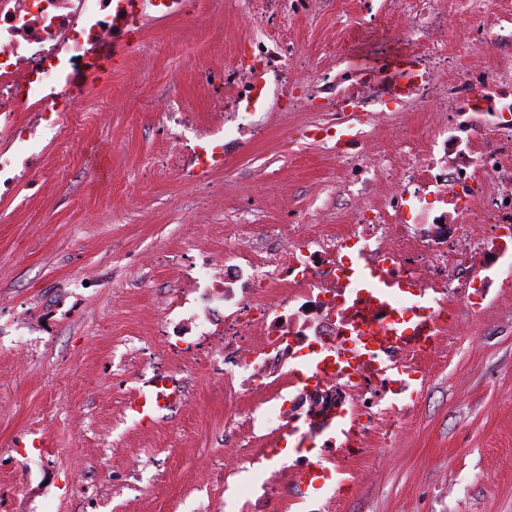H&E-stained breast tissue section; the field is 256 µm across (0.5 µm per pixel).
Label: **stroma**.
Instances as JSON below:
<instances>
[{"mask_svg":"<svg viewBox=\"0 0 512 512\" xmlns=\"http://www.w3.org/2000/svg\"><path fill=\"white\" fill-rule=\"evenodd\" d=\"M343 36L334 0L281 18L265 5L251 17L192 16L147 23L113 67L110 83L80 103L74 142L53 141L40 157L44 191L0 199V323L17 313L45 320L42 344L25 363L0 346V512H237L247 493L256 512H512V288L462 321L443 344L420 392L383 448L355 469L341 497L329 488L296 495L283 477L291 457L234 470L237 450L258 451L246 427L225 423L258 398L238 393L222 356L186 358V404L144 419L129 401L142 390L143 347L170 364L167 343L196 340L190 322L158 307L179 296L185 256L220 260L234 242L263 254L287 245L271 235L290 216L323 228L345 223L340 172L326 152L300 139L318 121L290 111L273 90L257 111L264 135L228 131L222 167L185 183L170 153L163 104L214 124L220 86L199 80L249 53V35H288L301 45L294 68L350 67L349 39L391 49L385 30L366 35L350 16ZM325 187L312 197L310 186ZM92 265L105 278L81 294L60 286ZM166 324L168 337L158 336ZM366 467V468H367ZM281 493L264 498L262 482Z\"/></svg>","mask_w":512,"mask_h":512,"instance_id":"stroma-1","label":"stroma"}]
</instances>
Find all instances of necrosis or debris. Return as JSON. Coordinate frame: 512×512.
Returning a JSON list of instances; mask_svg holds the SVG:
<instances>
[{"instance_id":"obj_1","label":"necrosis or debris","mask_w":512,"mask_h":512,"mask_svg":"<svg viewBox=\"0 0 512 512\" xmlns=\"http://www.w3.org/2000/svg\"><path fill=\"white\" fill-rule=\"evenodd\" d=\"M361 10L363 25H389L392 39L417 60L415 80L394 77L390 59L336 73L312 66L288 94L290 108L317 100L327 113L304 138L329 151L342 171L349 224L331 234L290 235L279 258L244 245L225 253L219 272L186 275L224 339L225 362L247 371L246 390L272 394V403L245 419L249 429L264 430L265 446L237 455L236 468L273 459L292 437L298 455L290 479H332L340 491L368 453L377 415L395 426L397 407L380 406L378 395L409 393L425 379L440 336L479 311L490 288L512 286L493 277L512 269V13L486 16L481 0H361ZM450 11L465 30L453 50ZM116 32L112 0H0L1 194L40 191L41 182H22L17 173L32 163L25 150L48 133L71 139L76 103L109 79ZM250 42L252 62L203 79L223 85L226 97L216 107L225 120L258 138L260 124L241 108L254 94L256 71L289 79L301 48L285 38L266 43L259 32ZM476 50L490 60L478 70L469 64ZM170 116L177 130L169 139L190 182L213 167L225 144L209 133L187 145L181 133L193 128L192 114L174 109ZM379 128L394 137V151L375 149ZM361 265L380 271L382 287L355 279ZM231 277L240 280L239 292L226 290ZM381 332L409 342L371 348L369 337ZM389 359L401 364L399 376L370 371ZM283 362L281 384L273 368ZM321 387L337 395L323 419L349 423L344 445L323 463L306 454L314 419L298 405ZM286 392L294 404L282 403Z\"/></svg>"}]
</instances>
